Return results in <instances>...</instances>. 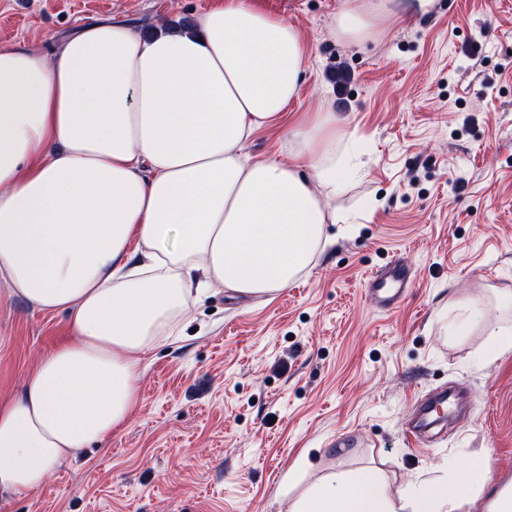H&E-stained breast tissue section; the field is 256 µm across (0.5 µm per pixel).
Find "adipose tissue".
Listing matches in <instances>:
<instances>
[{"instance_id": "obj_1", "label": "adipose tissue", "mask_w": 512, "mask_h": 512, "mask_svg": "<svg viewBox=\"0 0 512 512\" xmlns=\"http://www.w3.org/2000/svg\"><path fill=\"white\" fill-rule=\"evenodd\" d=\"M434 3L342 0L335 32L362 43ZM157 27L93 20L50 55L0 43V281L67 311L72 336L0 403V498L111 439L137 401L140 354L171 343L203 289L275 294L336 241L323 192L357 171L335 113L292 129L308 171L242 152L309 68L294 25L224 0ZM487 467L476 452L455 479L396 497L375 469L331 471L288 512H460Z\"/></svg>"}]
</instances>
